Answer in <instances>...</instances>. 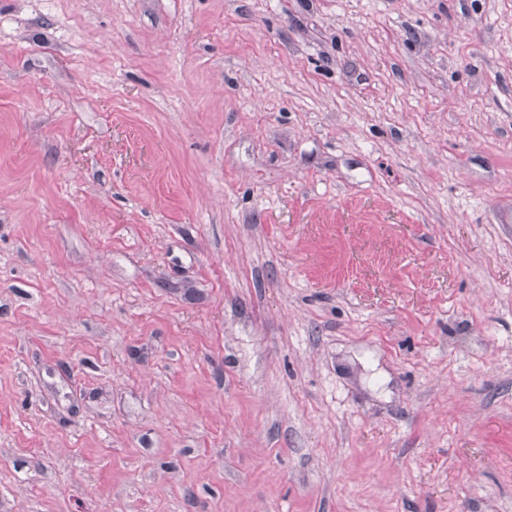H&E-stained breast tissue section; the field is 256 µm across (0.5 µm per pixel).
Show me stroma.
I'll use <instances>...</instances> for the list:
<instances>
[{
	"instance_id": "35a3bbf8",
	"label": "stroma",
	"mask_w": 512,
	"mask_h": 512,
	"mask_svg": "<svg viewBox=\"0 0 512 512\" xmlns=\"http://www.w3.org/2000/svg\"><path fill=\"white\" fill-rule=\"evenodd\" d=\"M0 512H512V0H0Z\"/></svg>"
}]
</instances>
